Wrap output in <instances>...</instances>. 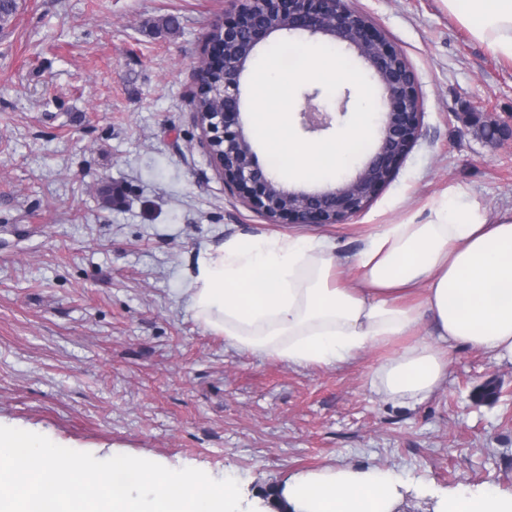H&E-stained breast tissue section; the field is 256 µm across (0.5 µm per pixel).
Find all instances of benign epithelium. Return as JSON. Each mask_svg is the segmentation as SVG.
Listing matches in <instances>:
<instances>
[{
    "label": "benign epithelium",
    "mask_w": 512,
    "mask_h": 512,
    "mask_svg": "<svg viewBox=\"0 0 512 512\" xmlns=\"http://www.w3.org/2000/svg\"><path fill=\"white\" fill-rule=\"evenodd\" d=\"M231 15L220 27L206 69L224 63L219 95L224 107L206 114L209 152L224 175V186L251 208L285 224H345L360 214L393 180L421 132L415 75L401 51L347 0H233ZM306 32L339 41L353 49L382 89L383 123L373 155L354 177L335 187L289 188L268 175L244 131L241 80L255 48L274 34ZM320 90L304 96L301 125L309 132L328 130L346 114L349 91L340 110L328 112L316 99ZM490 139L512 138V126L497 121L484 125Z\"/></svg>",
    "instance_id": "benign-epithelium-1"
}]
</instances>
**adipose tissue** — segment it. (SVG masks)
Returning <instances> with one entry per match:
<instances>
[{
  "label": "adipose tissue",
  "instance_id": "1",
  "mask_svg": "<svg viewBox=\"0 0 512 512\" xmlns=\"http://www.w3.org/2000/svg\"><path fill=\"white\" fill-rule=\"evenodd\" d=\"M512 60V0H444ZM195 321L240 354L333 367L381 352L368 386L414 407L463 346L512 363V211L490 219L449 187L424 221L380 224L348 259L322 236L234 233L203 245L183 290ZM400 478L379 467L303 471L245 504L233 475L145 455H64L53 438L0 427V512H395ZM436 512H512L493 486L439 496Z\"/></svg>",
  "mask_w": 512,
  "mask_h": 512
}]
</instances>
